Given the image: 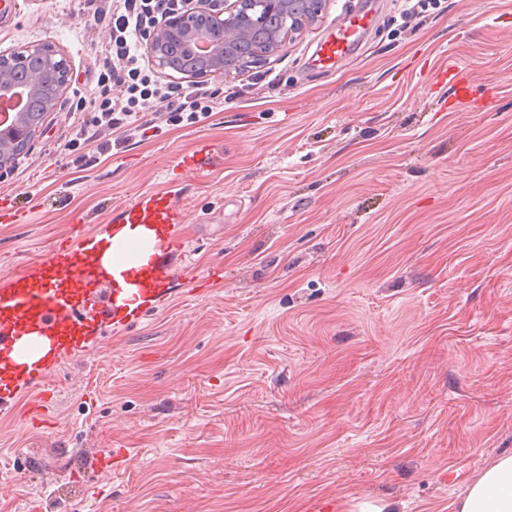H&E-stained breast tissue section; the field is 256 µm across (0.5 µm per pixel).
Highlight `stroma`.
Returning <instances> with one entry per match:
<instances>
[{
	"label": "stroma",
	"mask_w": 512,
	"mask_h": 512,
	"mask_svg": "<svg viewBox=\"0 0 512 512\" xmlns=\"http://www.w3.org/2000/svg\"><path fill=\"white\" fill-rule=\"evenodd\" d=\"M0 50L49 41L72 79L0 196V276L109 223L209 141L218 164L176 188L188 278L140 325L0 412V512H455L512 455V0H327L268 62L204 86L196 126L76 163L70 105L90 97L104 34L88 0H19ZM375 15L357 55L309 59L347 16ZM469 64L459 98L441 70ZM221 266L224 282L191 278ZM125 459L87 484L93 452Z\"/></svg>",
	"instance_id": "stroma-1"
}]
</instances>
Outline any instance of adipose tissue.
<instances>
[{"mask_svg":"<svg viewBox=\"0 0 512 512\" xmlns=\"http://www.w3.org/2000/svg\"><path fill=\"white\" fill-rule=\"evenodd\" d=\"M458 512H512V456L487 467L459 501Z\"/></svg>","mask_w":512,"mask_h":512,"instance_id":"1","label":"adipose tissue"}]
</instances>
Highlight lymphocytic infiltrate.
I'll return each mask as SVG.
<instances>
[{
    "label": "lymphocytic infiltrate",
    "mask_w": 512,
    "mask_h": 512,
    "mask_svg": "<svg viewBox=\"0 0 512 512\" xmlns=\"http://www.w3.org/2000/svg\"><path fill=\"white\" fill-rule=\"evenodd\" d=\"M185 0H111L108 8L95 13V25L107 36L106 56L99 69L98 96L80 100L75 109L82 115L69 150L90 143L89 128L118 135L146 137L152 125L147 115L165 108L177 112L187 125L194 126L220 111L224 106L217 98L198 87L176 80H161L146 64L140 50L144 33L164 18L180 11ZM120 95H112V87Z\"/></svg>",
    "instance_id": "1"
}]
</instances>
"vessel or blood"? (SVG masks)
<instances>
[{"instance_id":"vessel-or-blood-1","label":"vessel or blood","mask_w":512,"mask_h":512,"mask_svg":"<svg viewBox=\"0 0 512 512\" xmlns=\"http://www.w3.org/2000/svg\"><path fill=\"white\" fill-rule=\"evenodd\" d=\"M372 22L371 14L362 12L332 28L313 54L315 67L329 71L351 56ZM216 162L207 146L178 158L167 170L165 187L136 195L113 214L103 233H92L81 224L74 226L71 235L51 249L46 259L0 280V313L8 316V332L0 336L1 409L10 406L17 395L34 392L38 403L31 423L45 425V409L53 398L49 388L53 373L65 362L100 348L115 328L140 325L170 301L171 287L179 278L176 263L185 253L178 232L185 221V208L173 188ZM127 224L164 225V237L151 245L125 236ZM146 253L151 256L147 282H132L127 297L113 299L108 309L92 311L95 284L125 276L127 267ZM25 337L31 339L37 354L33 361L19 363L11 352Z\"/></svg>"}]
</instances>
